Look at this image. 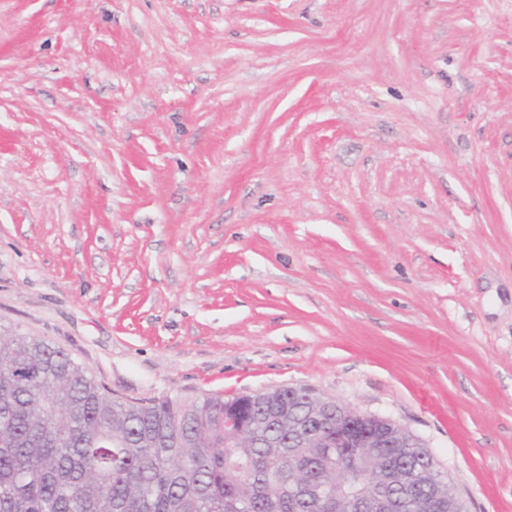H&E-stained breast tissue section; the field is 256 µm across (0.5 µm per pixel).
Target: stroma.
<instances>
[{
    "label": "stroma",
    "mask_w": 512,
    "mask_h": 512,
    "mask_svg": "<svg viewBox=\"0 0 512 512\" xmlns=\"http://www.w3.org/2000/svg\"><path fill=\"white\" fill-rule=\"evenodd\" d=\"M0 334L313 389L512 512V0H0Z\"/></svg>",
    "instance_id": "stroma-1"
}]
</instances>
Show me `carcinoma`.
I'll list each match as a JSON object with an SVG mask.
<instances>
[{
  "label": "carcinoma",
  "mask_w": 512,
  "mask_h": 512,
  "mask_svg": "<svg viewBox=\"0 0 512 512\" xmlns=\"http://www.w3.org/2000/svg\"><path fill=\"white\" fill-rule=\"evenodd\" d=\"M247 400L254 429L224 434ZM262 394L119 401L63 350L0 336V512H336V458L357 455L366 489L418 465L416 482L448 496L416 443L326 448L267 423ZM316 468L302 477L295 463Z\"/></svg>",
  "instance_id": "carcinoma-1"
}]
</instances>
